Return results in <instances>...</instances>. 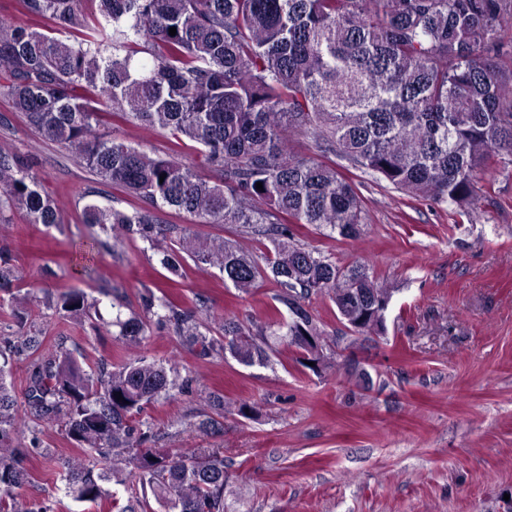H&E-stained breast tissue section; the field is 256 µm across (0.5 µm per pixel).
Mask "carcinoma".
Segmentation results:
<instances>
[{"label": "carcinoma", "mask_w": 512, "mask_h": 512, "mask_svg": "<svg viewBox=\"0 0 512 512\" xmlns=\"http://www.w3.org/2000/svg\"><path fill=\"white\" fill-rule=\"evenodd\" d=\"M81 2L21 0L22 25L0 13V94L42 140L142 201L133 210L85 203L83 223L107 236L95 245L113 252L138 237L162 254L174 284L188 258L219 269L242 294L271 281L287 312L272 307L260 324L228 317L217 336L205 300L186 309L147 290L140 311L124 317L120 303L106 323L125 361L85 369L64 341L43 348L42 330L27 326L30 293L11 294L16 330L0 336V512H53L22 496L32 475L18 442L40 447L42 425L61 427L82 451L62 475L74 501L110 503V485L134 476L170 512H228L221 449L145 447L153 433L140 415L161 398L177 400L189 379L177 364L139 354L142 343L163 328L199 357L271 367L269 337L301 349L299 337L311 336L320 376L340 366L343 337L305 308L313 296L329 298L360 339L386 337L392 291L367 265L340 266L303 243L295 225L360 238L363 200L342 161L437 205L471 200L490 159L512 164V69L501 65L512 48V0H93L90 13ZM104 114L170 132L202 166L178 149L151 155L119 139ZM296 134L311 138L315 155L289 148ZM165 208L268 245L257 256L189 226L163 227L155 212ZM14 210L31 224L61 223L31 162L1 149L0 214ZM23 286L0 245V291ZM97 303L71 290L58 307L82 325ZM15 359L30 360L21 406L4 382ZM206 402L211 413L197 424L206 431L221 430L227 414H260L215 392Z\"/></svg>", "instance_id": "carcinoma-1"}]
</instances>
